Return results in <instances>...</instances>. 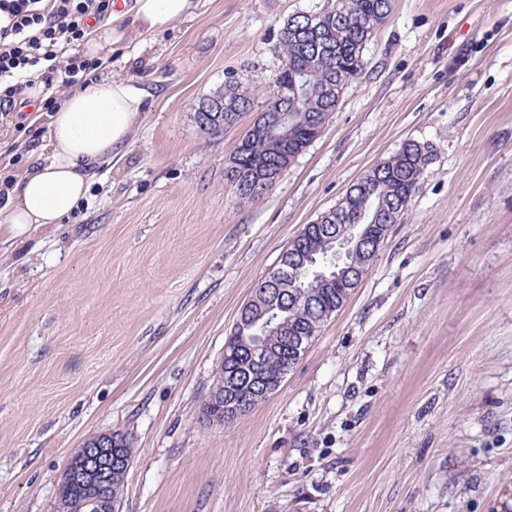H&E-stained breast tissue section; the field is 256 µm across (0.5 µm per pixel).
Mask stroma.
I'll return each instance as SVG.
<instances>
[{
	"label": "stroma",
	"instance_id": "1",
	"mask_svg": "<svg viewBox=\"0 0 512 512\" xmlns=\"http://www.w3.org/2000/svg\"><path fill=\"white\" fill-rule=\"evenodd\" d=\"M325 2L194 0L99 68L143 93L125 157L0 258V512H56L71 454L115 431L120 512H512V0H395L322 136L241 202L224 168L254 113L208 136L193 107L271 87L284 21ZM2 130L0 182L47 159L48 112ZM410 139L432 160L348 303L264 403L203 423L256 283Z\"/></svg>",
	"mask_w": 512,
	"mask_h": 512
}]
</instances>
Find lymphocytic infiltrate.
<instances>
[{
    "mask_svg": "<svg viewBox=\"0 0 512 512\" xmlns=\"http://www.w3.org/2000/svg\"><path fill=\"white\" fill-rule=\"evenodd\" d=\"M111 13L112 0H0V105L54 111L57 99L36 95V87H72L99 69L100 60L75 48L90 21Z\"/></svg>",
    "mask_w": 512,
    "mask_h": 512,
    "instance_id": "lymphocytic-infiltrate-1",
    "label": "lymphocytic infiltrate"
}]
</instances>
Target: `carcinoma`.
Listing matches in <instances>:
<instances>
[{"instance_id":"carcinoma-1","label":"carcinoma","mask_w":512,"mask_h":512,"mask_svg":"<svg viewBox=\"0 0 512 512\" xmlns=\"http://www.w3.org/2000/svg\"><path fill=\"white\" fill-rule=\"evenodd\" d=\"M392 10V0H327L317 12H298L290 16L279 30L278 57L280 64L273 78L274 92L268 104L262 106L252 126L230 153L225 173L233 174L247 186L242 202L260 197L306 149L324 132L330 116L340 100L331 91L334 86L344 89L363 70V52L374 31L365 22L378 18L384 23ZM262 90L247 82L230 80L216 95L224 96L231 117L220 124L196 122L204 134L216 135L238 123L254 111ZM291 124L286 139L273 135L275 121ZM431 161L430 147L405 141L388 159L377 163L351 185L337 206L347 209V221L362 224L374 220L393 224L388 219L391 205L405 207L414 196L419 182ZM305 250L318 254L328 249L324 224H306L296 236ZM270 287L258 283L250 300L240 309L232 335L264 336L268 341L266 354L255 367L239 373L235 394L254 409L284 381L285 369H293L298 360L291 349L289 336L319 334L324 325L319 315L325 308L335 315L352 295L353 288L327 285L300 273L284 287L296 293V298L269 291L267 298L256 300L261 289ZM247 348L224 357L222 374L216 377L208 398L202 404V416L212 427L226 425L229 394L224 392V375L248 362ZM112 455L123 460L109 474L112 498L120 501L125 482L134 460L132 443L121 433L114 434ZM88 490L77 482H62L57 512H95L81 507Z\"/></svg>"}]
</instances>
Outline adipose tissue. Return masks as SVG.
I'll return each mask as SVG.
<instances>
[{"instance_id": "obj_1", "label": "adipose tissue", "mask_w": 512, "mask_h": 512, "mask_svg": "<svg viewBox=\"0 0 512 512\" xmlns=\"http://www.w3.org/2000/svg\"><path fill=\"white\" fill-rule=\"evenodd\" d=\"M193 7V0H134L127 11L113 6L111 23L89 32L86 53L100 57L126 41L146 42ZM142 110V92L121 78L99 76L68 92L51 116L47 162L24 171L0 205V251H36L39 232L69 220L96 170L125 156Z\"/></svg>"}]
</instances>
